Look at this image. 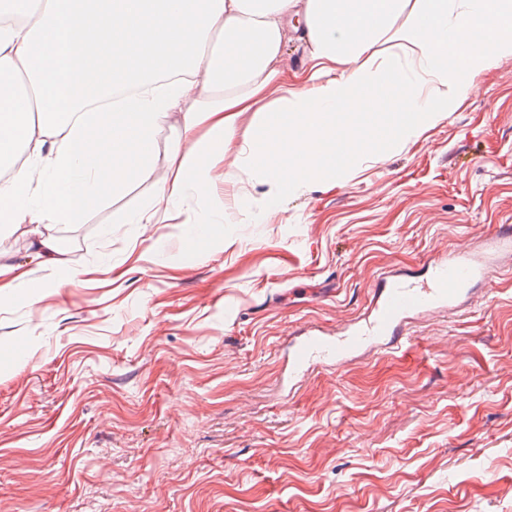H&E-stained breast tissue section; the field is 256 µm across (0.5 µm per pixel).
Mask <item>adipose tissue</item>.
I'll use <instances>...</instances> for the list:
<instances>
[{
  "mask_svg": "<svg viewBox=\"0 0 512 512\" xmlns=\"http://www.w3.org/2000/svg\"><path fill=\"white\" fill-rule=\"evenodd\" d=\"M305 66L289 72L288 22ZM512 55V0H11L0 11V227L29 225L46 266L67 264L47 224H76L132 176L152 196L124 221L228 224L211 174L254 180L262 223L282 199L341 186L352 157L447 119L492 57ZM179 124L163 166L157 132ZM253 133L241 135L243 123Z\"/></svg>",
  "mask_w": 512,
  "mask_h": 512,
  "instance_id": "obj_1",
  "label": "adipose tissue"
}]
</instances>
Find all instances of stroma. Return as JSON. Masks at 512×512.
<instances>
[{"label":"stroma","mask_w":512,"mask_h":512,"mask_svg":"<svg viewBox=\"0 0 512 512\" xmlns=\"http://www.w3.org/2000/svg\"><path fill=\"white\" fill-rule=\"evenodd\" d=\"M479 86L266 224L203 238L173 213L143 238L136 178L51 225L66 271L0 237L44 283L0 292V512H512V269L398 350L288 367L289 338L342 331L383 274L512 224V56Z\"/></svg>","instance_id":"35a3bbf8"}]
</instances>
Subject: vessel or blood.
I'll return each mask as SVG.
<instances>
[{
	"label": "vessel or blood",
	"mask_w": 512,
	"mask_h": 512,
	"mask_svg": "<svg viewBox=\"0 0 512 512\" xmlns=\"http://www.w3.org/2000/svg\"><path fill=\"white\" fill-rule=\"evenodd\" d=\"M512 254V225L503 224L488 237L483 251H450L432 263L423 279L386 276L373 289L367 320L338 336L311 332L291 341L288 362L303 370L319 363L342 365L367 348L396 350L406 342L410 316L456 308L474 284L486 281L501 253Z\"/></svg>",
	"instance_id": "vessel-or-blood-1"
}]
</instances>
